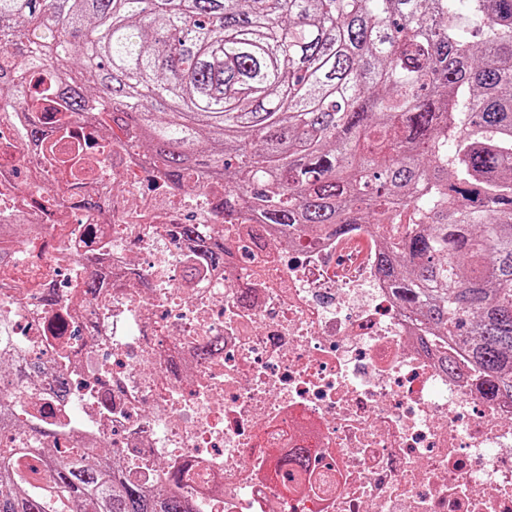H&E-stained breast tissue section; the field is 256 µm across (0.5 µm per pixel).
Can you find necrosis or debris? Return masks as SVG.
Returning <instances> with one entry per match:
<instances>
[{"instance_id": "1", "label": "necrosis or debris", "mask_w": 512, "mask_h": 512, "mask_svg": "<svg viewBox=\"0 0 512 512\" xmlns=\"http://www.w3.org/2000/svg\"><path fill=\"white\" fill-rule=\"evenodd\" d=\"M41 117L29 92L0 98V224L37 227L0 261V303L45 371L0 391L36 406L59 447L119 448L148 485L181 467L195 512H512V399L487 396L458 348L452 373L424 348L378 270L388 226L337 238L225 220L222 189L170 188L142 150L99 149L91 124L71 128L94 168L81 177L48 160L58 126L30 138ZM185 224L223 235V263ZM82 273L105 286L79 302ZM59 325L74 337L66 399Z\"/></svg>"}]
</instances>
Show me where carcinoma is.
I'll list each match as a JSON object with an SVG mask.
<instances>
[{"label": "carcinoma", "instance_id": "1", "mask_svg": "<svg viewBox=\"0 0 512 512\" xmlns=\"http://www.w3.org/2000/svg\"><path fill=\"white\" fill-rule=\"evenodd\" d=\"M478 37L467 41L458 22ZM0 95L51 71L67 111L148 147L174 188L295 234L390 226L379 270L446 369L512 398V0H0ZM91 71L87 87L72 69ZM0 315V361H14ZM21 449L54 442L38 425ZM0 448V512H190L113 448H57L53 494Z\"/></svg>", "mask_w": 512, "mask_h": 512}]
</instances>
